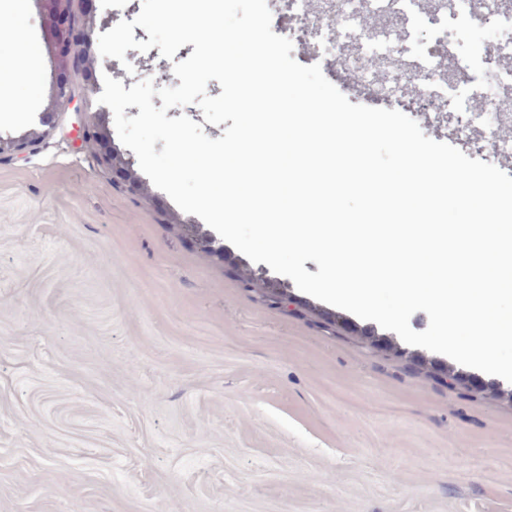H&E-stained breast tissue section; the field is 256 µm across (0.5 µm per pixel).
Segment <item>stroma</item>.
Masks as SVG:
<instances>
[{
	"instance_id": "obj_1",
	"label": "stroma",
	"mask_w": 512,
	"mask_h": 512,
	"mask_svg": "<svg viewBox=\"0 0 512 512\" xmlns=\"http://www.w3.org/2000/svg\"><path fill=\"white\" fill-rule=\"evenodd\" d=\"M0 0L15 69L0 135L39 125L55 67L42 0ZM40 76L23 75L29 51ZM159 48L131 87L178 86ZM49 133L0 159V512H512V383L363 336L366 320L291 288L245 287L255 264L176 225L149 187L128 195L80 134L103 110L86 75ZM428 129L469 158L492 117Z\"/></svg>"
}]
</instances>
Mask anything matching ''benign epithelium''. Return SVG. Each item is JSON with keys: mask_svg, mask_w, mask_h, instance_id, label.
<instances>
[{"mask_svg": "<svg viewBox=\"0 0 512 512\" xmlns=\"http://www.w3.org/2000/svg\"><path fill=\"white\" fill-rule=\"evenodd\" d=\"M45 6L44 39L51 48L54 64L58 72L53 86L51 103L47 111L41 113L40 125L51 126L55 111L66 107L73 101L68 74L73 69H83L93 74L94 64L87 58L71 51L76 43H87L94 25V15H88L84 25H79L72 13V0H42ZM84 136L100 146L99 162L120 177L126 191L137 196L148 194L146 181L134 169L131 156L118 150L112 144V134L101 113L95 112L83 129ZM43 132L31 129L24 135L15 138L0 137V155L15 154L22 150L25 143L37 139Z\"/></svg>", "mask_w": 512, "mask_h": 512, "instance_id": "7a95c632", "label": "benign epithelium"}]
</instances>
